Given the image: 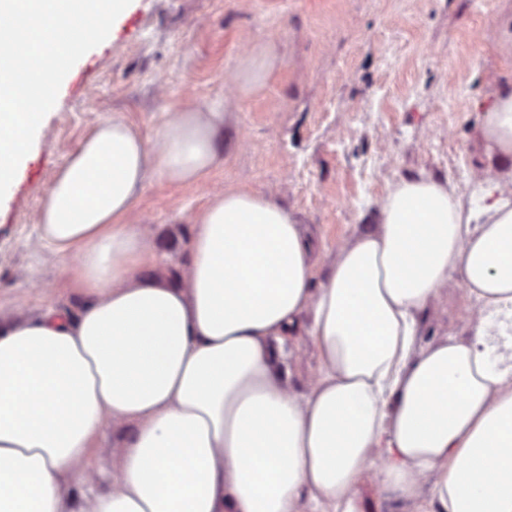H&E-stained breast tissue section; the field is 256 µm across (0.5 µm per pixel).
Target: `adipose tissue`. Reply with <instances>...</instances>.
Here are the masks:
<instances>
[{
    "instance_id": "1",
    "label": "adipose tissue",
    "mask_w": 512,
    "mask_h": 512,
    "mask_svg": "<svg viewBox=\"0 0 512 512\" xmlns=\"http://www.w3.org/2000/svg\"><path fill=\"white\" fill-rule=\"evenodd\" d=\"M223 116L186 109L152 137L100 123L49 187L41 229L78 250L73 314L0 322V512H364L362 489L429 498L434 512H512V197L478 185L464 206L426 173L400 179L380 229L339 246L313 288L311 244L272 198L215 195L189 262L158 273L127 217L147 169L175 184L210 172ZM512 162V82L479 126ZM483 318L464 342L417 343L451 277ZM322 368L307 394L277 369L302 313ZM129 426L108 493L66 500L107 420ZM438 480L422 488L421 475Z\"/></svg>"
}]
</instances>
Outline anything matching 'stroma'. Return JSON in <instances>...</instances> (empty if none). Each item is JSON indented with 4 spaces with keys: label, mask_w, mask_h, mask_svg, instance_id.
I'll list each match as a JSON object with an SVG mask.
<instances>
[{
    "label": "stroma",
    "mask_w": 512,
    "mask_h": 512,
    "mask_svg": "<svg viewBox=\"0 0 512 512\" xmlns=\"http://www.w3.org/2000/svg\"><path fill=\"white\" fill-rule=\"evenodd\" d=\"M512 0H132L125 19L85 59L87 88L45 116L28 154L40 185L0 223V315L37 318L77 311V267L42 236L41 211L58 172L101 122L120 117L144 136L185 109L224 116V147L202 180L172 184L147 173L128 216L161 271L186 265L195 222L209 200L246 186L288 209L315 254L314 283L338 244L378 231V204L401 178L420 172L449 182L463 204L475 176L512 194V166L492 164L477 136L480 108L512 79ZM266 46L264 85L242 92L244 45ZM480 316L454 288L419 318L420 344L470 338ZM310 314L284 344L287 385L307 393L321 361ZM126 433L100 429L92 481L60 479L64 497L107 493L105 474Z\"/></svg>",
    "instance_id": "obj_1"
}]
</instances>
